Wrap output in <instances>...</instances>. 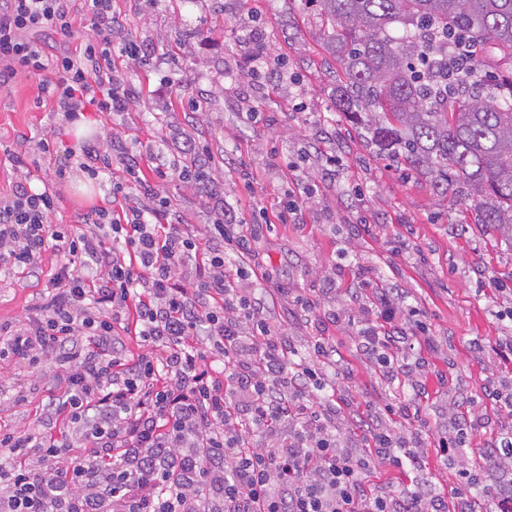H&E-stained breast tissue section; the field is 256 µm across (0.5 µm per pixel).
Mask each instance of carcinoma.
Instances as JSON below:
<instances>
[{"instance_id":"1","label":"carcinoma","mask_w":512,"mask_h":512,"mask_svg":"<svg viewBox=\"0 0 512 512\" xmlns=\"http://www.w3.org/2000/svg\"><path fill=\"white\" fill-rule=\"evenodd\" d=\"M316 2L343 73L336 101L364 141L512 244V74L486 62L512 57V0Z\"/></svg>"}]
</instances>
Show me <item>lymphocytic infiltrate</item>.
Instances as JSON below:
<instances>
[{"instance_id":"obj_1","label":"lymphocytic infiltrate","mask_w":512,"mask_h":512,"mask_svg":"<svg viewBox=\"0 0 512 512\" xmlns=\"http://www.w3.org/2000/svg\"><path fill=\"white\" fill-rule=\"evenodd\" d=\"M89 9L95 43L56 55L45 45L68 36L70 0H0V89L36 77L70 122L91 106L128 111L113 60L131 51L112 40L121 20L111 0ZM100 161L129 176L112 187L117 209H92L67 232L52 225L55 197L27 179L0 195V269L35 277L44 253L60 258L43 315L0 326V355L65 385L32 429L0 433V512H446L421 490L368 493L369 462L336 423L333 393L347 376L336 350L318 340L291 361L245 273L254 238L229 233L231 210L217 204L199 234L183 231L122 135ZM350 302L358 347L421 394L420 364L403 360L413 311L399 289ZM119 321L142 343L136 358ZM367 439L397 468L423 455L380 417ZM78 446L89 460L72 455Z\"/></svg>"}]
</instances>
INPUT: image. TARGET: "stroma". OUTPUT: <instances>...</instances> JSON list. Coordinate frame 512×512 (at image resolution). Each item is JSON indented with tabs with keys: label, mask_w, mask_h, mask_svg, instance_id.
Masks as SVG:
<instances>
[{
	"label": "stroma",
	"mask_w": 512,
	"mask_h": 512,
	"mask_svg": "<svg viewBox=\"0 0 512 512\" xmlns=\"http://www.w3.org/2000/svg\"><path fill=\"white\" fill-rule=\"evenodd\" d=\"M112 8L126 16L114 42L139 50L122 61L133 106L116 114L88 110L82 123L92 132L80 137L50 102L38 101L36 81L17 77L0 92V191L28 168L32 187L57 199L53 222L63 232L91 209L112 205L111 171L91 176L75 155L89 146L105 151L108 134L117 132L144 154L140 176L150 180L146 156L161 154L169 175L160 191L172 214L200 225L205 204L221 199L241 224L259 225L255 262L270 274L263 283L267 317L299 351L325 337L353 371V382L336 384V407L357 454L370 460L366 489L403 496L422 485L455 512L457 466L437 448V425L459 408L474 421L462 454L482 477L471 498L476 512H487L504 483L483 450L512 422L484 394L490 379L512 385V362L488 348L512 334V321L498 318L512 310V247L455 198L436 195L425 177L377 155L338 112L341 70L327 50L331 24L313 0H112ZM267 54L292 82L253 77L256 58ZM46 136L53 146L44 153L36 143ZM191 139L220 161L207 181L181 176L192 164ZM292 195L302 210L297 223L282 218ZM56 263L46 254L38 280L0 271V323L45 304ZM326 275L336 280L329 297L321 293ZM368 280L402 288L415 310L412 327L435 343L423 352L429 372L420 420L387 415L386 406L409 403L412 391L357 351L349 321L309 322L292 303L300 294L317 309L339 308L347 289ZM57 393L52 378H36L28 361L1 360L0 428L33 426ZM377 416L423 439L421 464L394 468L372 459L363 435Z\"/></svg>",
	"instance_id": "stroma-1"
}]
</instances>
